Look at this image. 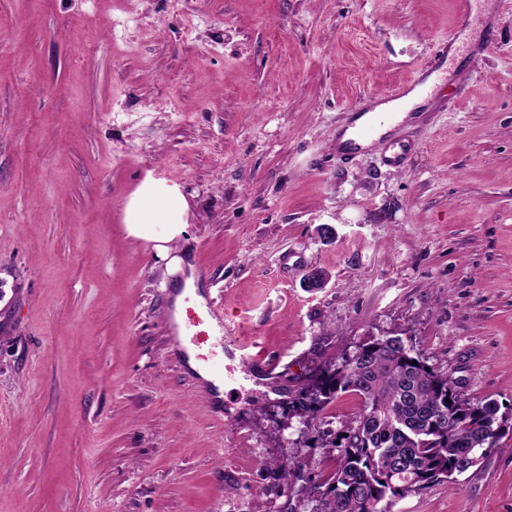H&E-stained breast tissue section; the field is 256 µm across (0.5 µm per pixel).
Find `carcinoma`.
Listing matches in <instances>:
<instances>
[{
  "mask_svg": "<svg viewBox=\"0 0 512 512\" xmlns=\"http://www.w3.org/2000/svg\"><path fill=\"white\" fill-rule=\"evenodd\" d=\"M362 400L335 434L340 463L318 483L316 512H388L394 501L434 482L457 484L473 458L500 438V406L460 396L399 336H378L333 364L293 402L315 420L339 395Z\"/></svg>",
  "mask_w": 512,
  "mask_h": 512,
  "instance_id": "carcinoma-1",
  "label": "carcinoma"
}]
</instances>
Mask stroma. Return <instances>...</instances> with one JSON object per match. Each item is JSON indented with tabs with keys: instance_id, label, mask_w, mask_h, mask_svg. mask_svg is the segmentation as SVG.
<instances>
[{
	"instance_id": "obj_1",
	"label": "stroma",
	"mask_w": 512,
	"mask_h": 512,
	"mask_svg": "<svg viewBox=\"0 0 512 512\" xmlns=\"http://www.w3.org/2000/svg\"><path fill=\"white\" fill-rule=\"evenodd\" d=\"M0 0V512H311L355 420L291 410L331 362L402 337L512 418V0ZM419 150L338 162L366 93L413 82L451 30ZM495 44L471 55L487 32ZM189 203L177 249L231 341L275 361L216 402L176 359L183 290L129 236L143 174ZM335 235L323 240L320 225ZM313 268L326 288H302ZM297 456L282 481L265 463ZM391 512H512V426Z\"/></svg>"
}]
</instances>
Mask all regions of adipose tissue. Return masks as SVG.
<instances>
[{
	"label": "adipose tissue",
	"mask_w": 512,
	"mask_h": 512,
	"mask_svg": "<svg viewBox=\"0 0 512 512\" xmlns=\"http://www.w3.org/2000/svg\"><path fill=\"white\" fill-rule=\"evenodd\" d=\"M188 202L179 185L165 180H144L132 192L123 210L128 235L154 244L171 273L185 270L184 257L173 254L171 244L186 232Z\"/></svg>",
	"instance_id": "obj_1"
}]
</instances>
